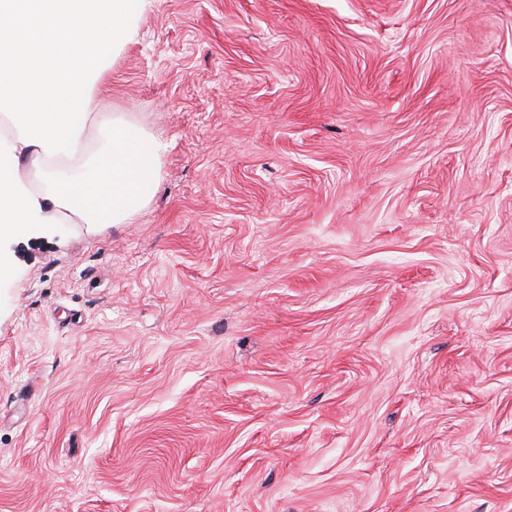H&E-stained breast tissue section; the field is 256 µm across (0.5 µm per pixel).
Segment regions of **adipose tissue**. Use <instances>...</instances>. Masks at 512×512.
I'll return each mask as SVG.
<instances>
[{
  "instance_id": "adipose-tissue-1",
  "label": "adipose tissue",
  "mask_w": 512,
  "mask_h": 512,
  "mask_svg": "<svg viewBox=\"0 0 512 512\" xmlns=\"http://www.w3.org/2000/svg\"><path fill=\"white\" fill-rule=\"evenodd\" d=\"M147 0H0V235L22 224H121L147 203L161 144L94 92ZM95 127L106 145L84 148ZM26 175H19V168Z\"/></svg>"
}]
</instances>
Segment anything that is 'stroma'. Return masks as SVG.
Returning <instances> with one entry per match:
<instances>
[{"instance_id":"35a3bbf8","label":"stroma","mask_w":512,"mask_h":512,"mask_svg":"<svg viewBox=\"0 0 512 512\" xmlns=\"http://www.w3.org/2000/svg\"><path fill=\"white\" fill-rule=\"evenodd\" d=\"M128 223L0 239V512H512V0H150Z\"/></svg>"}]
</instances>
